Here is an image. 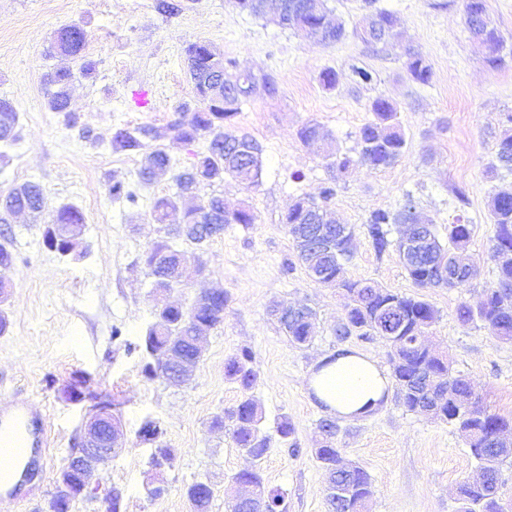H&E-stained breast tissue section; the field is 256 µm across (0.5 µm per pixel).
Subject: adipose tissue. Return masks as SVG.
<instances>
[{"instance_id":"ef3b65f1","label":"adipose tissue","mask_w":512,"mask_h":512,"mask_svg":"<svg viewBox=\"0 0 512 512\" xmlns=\"http://www.w3.org/2000/svg\"><path fill=\"white\" fill-rule=\"evenodd\" d=\"M307 388L330 416L355 421L382 410L388 403L390 379L374 360L349 352L334 361L318 358Z\"/></svg>"}]
</instances>
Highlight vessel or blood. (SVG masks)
Returning a JSON list of instances; mask_svg holds the SVG:
<instances>
[{"label": "vessel or blood", "instance_id": "1", "mask_svg": "<svg viewBox=\"0 0 512 512\" xmlns=\"http://www.w3.org/2000/svg\"><path fill=\"white\" fill-rule=\"evenodd\" d=\"M49 448V430L28 400L0 406V492L16 496L35 473H46Z\"/></svg>", "mask_w": 512, "mask_h": 512}]
</instances>
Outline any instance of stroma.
<instances>
[{"label":"stroma","mask_w":512,"mask_h":512,"mask_svg":"<svg viewBox=\"0 0 512 512\" xmlns=\"http://www.w3.org/2000/svg\"><path fill=\"white\" fill-rule=\"evenodd\" d=\"M0 0V98L20 116L16 141L0 148V194L33 181L44 192L40 218L9 217L14 260L0 267L7 287L9 328L0 335V404L30 399L50 431V467L44 485L11 512H46L57 478L76 446L85 418L99 404L120 417L125 447L101 475L103 487L124 493L122 512H191L185 489L196 481L214 491L210 512H229L238 472L259 468L266 486L280 491L287 512H330L324 473L311 453L324 412L305 385L316 356L336 350L334 329L343 315L337 288L314 281L297 264L282 218L296 199L318 198L329 177L326 154H354L357 133L373 120L371 104H396L407 149L393 167L356 164L339 174L329 208L338 223L352 225V259L345 274L392 292L412 295L416 285L395 251L377 254L363 225L372 211L398 210L412 197L419 213L444 229L456 215L469 218L468 246L477 276L468 288L427 290L439 318L430 330L434 348L447 352L454 372L475 387L490 412L512 417V342L491 336L481 323L458 316L461 303L478 305L495 280L488 259L493 226L487 200L512 189V173H489L492 147L512 114V56L493 70L463 17V0H375L393 14L396 28L385 43L368 45L354 33L367 12L364 0H327L332 19L347 34L323 44L293 30L235 9L230 0ZM78 24L87 34L86 54L96 68L83 74L79 61L52 55L60 27ZM210 43L236 68L275 76L277 90L244 102L226 127L262 148L257 187L233 178L201 184L199 198L223 195L226 205L250 206L251 224H230L203 248L185 244L187 264L203 263L202 279L177 286L166 302L190 306L204 291H223L224 322L202 341L191 380L174 387L143 372L142 340L160 299L142 255L163 236L151 218L156 198L177 193L176 175L188 167L204 141L171 137L145 140L143 148L116 152L115 133L142 126L164 129L175 107L194 102L184 49ZM431 67L428 83L407 71L409 52ZM73 73L69 112L48 108L45 76L57 68ZM341 74L335 88L321 74ZM368 79H361L360 71ZM320 124L325 141L297 136L306 123ZM163 148L168 173L143 183L148 152ZM135 202L112 196L114 183ZM67 204L85 215L84 235L70 256L48 250L45 224ZM306 302L317 313L316 333L304 349L291 344L271 319V302ZM252 353L256 381L248 394L263 411L271 446L259 459L238 448L211 421L236 406L246 392L225 375V363L241 349ZM157 421L174 459L162 472L150 465L151 443L139 430ZM294 428L301 449L292 455L276 435L281 420ZM336 445L343 463L369 475L374 494L364 512H456L460 482L474 477L476 462L452 426L406 411L389 399L370 419L339 421ZM163 480L167 492L151 498L147 488Z\"/></svg>","instance_id":"1"}]
</instances>
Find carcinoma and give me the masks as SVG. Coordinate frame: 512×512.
Returning <instances> with one entry per match:
<instances>
[{
  "label": "carcinoma",
  "instance_id": "obj_1",
  "mask_svg": "<svg viewBox=\"0 0 512 512\" xmlns=\"http://www.w3.org/2000/svg\"><path fill=\"white\" fill-rule=\"evenodd\" d=\"M317 13L305 17L316 40L332 43L345 35L342 23L326 21L327 9L324 0L316 3ZM369 25L359 26L355 34L367 44L377 45L383 41L386 26L394 23L393 16L386 10H377L364 17ZM471 34L483 46L484 61L492 69L505 63V45L497 28L479 27ZM86 33L77 25L60 28L51 45V51L81 61L82 71L95 70V62L86 58ZM185 65L194 88L206 86L220 97L222 107L209 110V104L199 99L202 107L193 108L182 104L175 110V118L166 130L160 132L152 127L137 129V134L126 130L118 131L112 139L116 151L137 150L143 146L138 135L153 140L166 135L179 138L192 144L202 138L207 140L206 151L195 165L208 174L207 182L224 180L228 175L247 188L259 184L262 175V149L253 139L224 130L223 123L231 119L240 105L250 98L248 87L230 94L224 91V84L217 81L215 64L198 43L189 45L185 52ZM407 70L411 78L426 84L430 79L431 68L424 57L415 51L408 53ZM72 74L60 69L47 74V83L53 88L48 99V107L53 112L69 111V86ZM374 119L364 124L357 135L358 150L355 155H338L327 163L333 172L341 173L354 164L366 165L374 170H383L395 165L404 155L406 139L397 123L398 109L383 98L371 104ZM19 121L18 112L7 99L0 100V142L8 145L16 140L15 129ZM171 164L164 149H153L147 164L141 170V178L149 183L155 171L153 162ZM504 169L512 172V132L504 131L493 147V160L489 170L493 173ZM336 194V177L323 187L321 202L309 198H299L283 216V224L292 236L297 258L307 274L317 273L332 280L343 291L344 312L336 324L334 334L339 343H345L356 336L362 340L378 337L389 348L391 375L397 390V399L407 410L418 412L420 401H432L448 396L444 415L439 421L453 425L464 433L468 440L471 455L474 457L485 480H465L458 485V512H505L499 495L500 476L503 465H512V450L496 447V437L512 434V421L491 413L484 407L481 398L471 383L452 370L447 357L433 351L425 340V333L438 319V311L425 299L423 294L403 295L378 288L364 280L343 277L344 262L350 259V243L354 228L338 224L328 216L327 202ZM43 189L36 182H26L12 188L0 199V223H7L13 210L24 208L29 213L40 212ZM213 206L203 212L182 207L176 198L162 196L154 201V220L164 225L165 236L154 242L145 253V263L154 277V285L163 284L175 273L177 252L176 242L182 241L197 247H204L224 234L227 224H252L254 215L250 209L242 207L230 210L224 199L214 194L208 197ZM411 197L396 211L375 210L364 223L365 231L374 249L382 254L394 249L398 260L419 288H467L475 276L476 269L468 254L473 225L458 215L448 225V243H442L436 228H431L430 236L417 237L413 255H405L402 239L388 238L391 224L402 225V231L416 237L411 209ZM487 218L495 231L488 259L496 271L494 285L483 290L482 300L477 308L466 304L459 307L460 319L464 322H481L489 332L502 341L512 342V192L494 193L487 205ZM54 236L63 238L80 237L85 229V217L75 205H65L48 222ZM442 252L448 258V268L460 275V281L453 283L446 279L439 268L430 264L424 255L432 250ZM227 299L220 294L212 298L211 304L198 310L194 318L184 315V311L168 308L159 320L161 328L149 326L144 337L147 354L175 350L187 358L196 355L193 340L197 327L210 330L224 323V305ZM290 342L297 348L311 343L314 332L310 323L300 316L281 325ZM251 352L243 349L228 358L225 364L226 375L237 382L245 392L249 391L256 379L252 366ZM262 411L249 396L223 414L215 416L211 425L224 428L232 424L231 435L235 444L255 459L264 456L270 447V438L262 434L260 424ZM328 418L318 423L323 439L312 449L325 472L328 483L342 491V495L329 500L332 512H361L364 502L372 496V483L367 472L357 466L353 469L339 467L341 454L334 439L326 431ZM234 480H244L258 489L259 497L268 503L271 512H286L284 496L265 487L260 470L252 468L235 475ZM203 494L201 512H209L213 489L201 481L190 484L186 495L193 497Z\"/></svg>",
  "mask_w": 512,
  "mask_h": 512
}]
</instances>
